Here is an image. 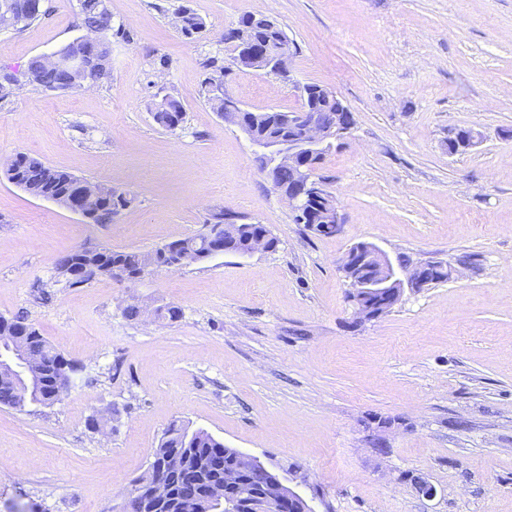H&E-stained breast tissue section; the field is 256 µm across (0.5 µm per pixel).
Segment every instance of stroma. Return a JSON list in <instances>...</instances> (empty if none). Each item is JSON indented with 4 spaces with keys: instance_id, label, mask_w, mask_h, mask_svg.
I'll list each match as a JSON object with an SVG mask.
<instances>
[{
    "instance_id": "stroma-1",
    "label": "stroma",
    "mask_w": 512,
    "mask_h": 512,
    "mask_svg": "<svg viewBox=\"0 0 512 512\" xmlns=\"http://www.w3.org/2000/svg\"><path fill=\"white\" fill-rule=\"evenodd\" d=\"M45 4L0 31V71L23 74L82 35L76 0ZM106 4L108 78L25 83L0 102V316L26 317L78 366L52 405L0 406V512H117L175 421L280 476L307 474L317 512H512V0ZM185 5L206 22L191 38L177 29ZM245 13L283 29L289 78L234 68L224 31ZM212 58L250 110H298L300 86L317 83L353 113L316 172L339 233L295 223L248 136L208 101ZM166 97L184 111L173 130L154 119ZM459 127L484 138L452 154ZM19 152L131 203L89 223L8 181ZM221 212L266 225L276 250L134 284L57 273L78 247L150 252ZM359 242L452 274L356 321L340 261ZM131 303L140 319L124 317ZM167 303L181 318L155 320Z\"/></svg>"
}]
</instances>
